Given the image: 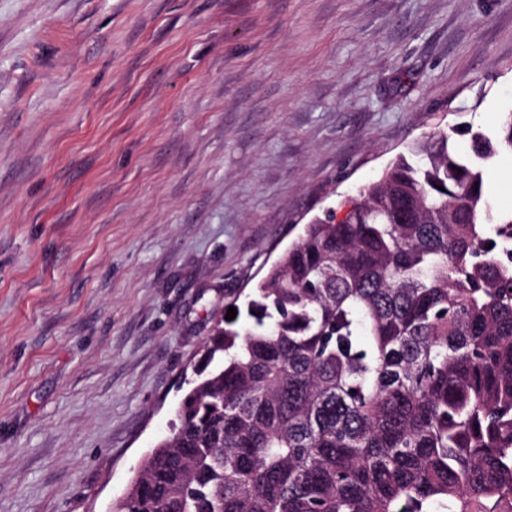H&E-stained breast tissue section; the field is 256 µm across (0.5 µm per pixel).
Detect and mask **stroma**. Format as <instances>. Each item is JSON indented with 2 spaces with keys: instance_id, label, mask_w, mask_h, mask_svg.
Segmentation results:
<instances>
[{
  "instance_id": "obj_1",
  "label": "stroma",
  "mask_w": 512,
  "mask_h": 512,
  "mask_svg": "<svg viewBox=\"0 0 512 512\" xmlns=\"http://www.w3.org/2000/svg\"><path fill=\"white\" fill-rule=\"evenodd\" d=\"M510 111L512 0H0V512H112L303 225Z\"/></svg>"
}]
</instances>
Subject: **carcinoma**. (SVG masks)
<instances>
[{"label":"carcinoma","mask_w":512,"mask_h":512,"mask_svg":"<svg viewBox=\"0 0 512 512\" xmlns=\"http://www.w3.org/2000/svg\"><path fill=\"white\" fill-rule=\"evenodd\" d=\"M502 149L512 112L437 131L304 225L245 321H215L113 512H512ZM488 193L501 211L512 209V155L501 154L488 166Z\"/></svg>","instance_id":"1"}]
</instances>
